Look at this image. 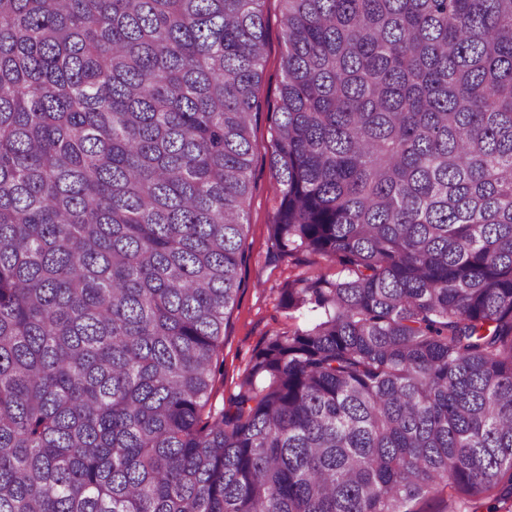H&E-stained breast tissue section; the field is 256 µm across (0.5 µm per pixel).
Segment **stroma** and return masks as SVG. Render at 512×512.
Instances as JSON below:
<instances>
[{"label":"stroma","mask_w":512,"mask_h":512,"mask_svg":"<svg viewBox=\"0 0 512 512\" xmlns=\"http://www.w3.org/2000/svg\"><path fill=\"white\" fill-rule=\"evenodd\" d=\"M281 9L280 0H264L267 47L259 96L269 103L277 96L282 75ZM270 139V122L263 113L253 125L256 162L247 206L249 257L242 269V288L224 330L223 382L216 395L220 402L229 401L239 392L254 355L269 337L288 334L312 320L311 312H290L282 308L281 292L285 283L314 273L333 278L339 272L335 263L309 252L269 261V224L278 205L268 163Z\"/></svg>","instance_id":"35a3bbf8"}]
</instances>
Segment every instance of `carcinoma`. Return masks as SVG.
I'll use <instances>...</instances> for the list:
<instances>
[{"label":"carcinoma","mask_w":512,"mask_h":512,"mask_svg":"<svg viewBox=\"0 0 512 512\" xmlns=\"http://www.w3.org/2000/svg\"><path fill=\"white\" fill-rule=\"evenodd\" d=\"M269 259L211 404L264 0H0V512H512V0H281ZM270 122L262 112L253 125L256 162L247 206L248 260L242 269V288L224 330L223 383L218 384L217 403L224 404L240 390L253 357L265 341L286 335L314 318L308 311L288 312L281 306L285 283L299 276L321 273L335 278L340 267L322 256L300 252L271 262L269 224L278 205L268 163ZM460 504L454 502L445 492L439 496L420 499L415 504V510L420 512H457Z\"/></svg>","instance_id":"1"}]
</instances>
